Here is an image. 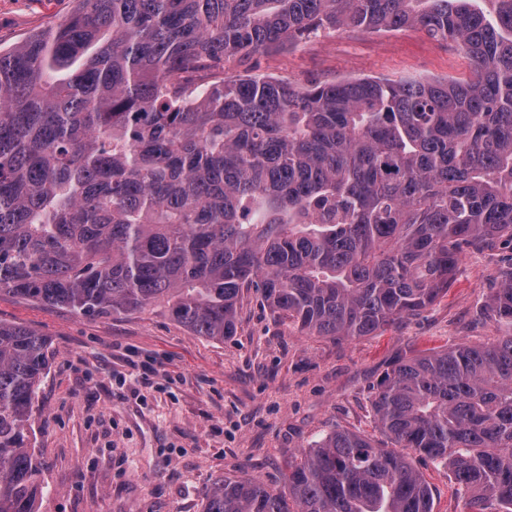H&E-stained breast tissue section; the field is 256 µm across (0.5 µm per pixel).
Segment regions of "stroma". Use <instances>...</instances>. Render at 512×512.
Wrapping results in <instances>:
<instances>
[{"mask_svg":"<svg viewBox=\"0 0 512 512\" xmlns=\"http://www.w3.org/2000/svg\"><path fill=\"white\" fill-rule=\"evenodd\" d=\"M73 0H0V48L66 18ZM262 73L297 84L346 77L464 80L468 60L421 30L344 29L260 57ZM512 251H465L447 294L419 315L371 336H311L279 320L256 294L239 309L236 335H194L163 309L85 317L0 296V321L50 340L30 440L41 464L39 512H201L205 490L246 477L280 488L291 454L335 430L386 437L373 387L395 361L512 333L476 319ZM153 367L143 375L144 364ZM433 512H466L448 468L410 454Z\"/></svg>","mask_w":512,"mask_h":512,"instance_id":"stroma-1","label":"stroma"}]
</instances>
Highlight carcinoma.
Here are the masks:
<instances>
[{
  "label": "carcinoma",
  "instance_id": "carcinoma-1",
  "mask_svg": "<svg viewBox=\"0 0 512 512\" xmlns=\"http://www.w3.org/2000/svg\"><path fill=\"white\" fill-rule=\"evenodd\" d=\"M76 0L0 49V295L89 317L161 306L237 333L245 294L318 336H368L512 246V0ZM419 28L465 82L294 85L254 57L326 30ZM476 319L512 325V266ZM48 340L0 322V512H38L27 448ZM372 407L448 465L468 512H512V333L400 361ZM284 489L226 478L202 512H432L407 455L334 431Z\"/></svg>",
  "mask_w": 512,
  "mask_h": 512
}]
</instances>
